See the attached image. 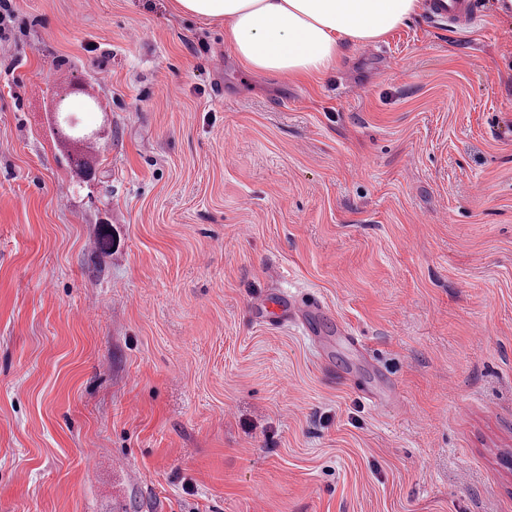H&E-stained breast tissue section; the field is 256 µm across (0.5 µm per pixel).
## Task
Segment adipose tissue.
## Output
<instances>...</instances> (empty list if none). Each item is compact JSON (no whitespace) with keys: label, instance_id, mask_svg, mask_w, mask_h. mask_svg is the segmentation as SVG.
Masks as SVG:
<instances>
[{"label":"adipose tissue","instance_id":"1","mask_svg":"<svg viewBox=\"0 0 512 512\" xmlns=\"http://www.w3.org/2000/svg\"><path fill=\"white\" fill-rule=\"evenodd\" d=\"M180 13L224 23L237 60L303 82L331 69L346 46L385 38L423 0H175Z\"/></svg>","mask_w":512,"mask_h":512}]
</instances>
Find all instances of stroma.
Instances as JSON below:
<instances>
[{
	"instance_id": "1",
	"label": "stroma",
	"mask_w": 512,
	"mask_h": 512,
	"mask_svg": "<svg viewBox=\"0 0 512 512\" xmlns=\"http://www.w3.org/2000/svg\"><path fill=\"white\" fill-rule=\"evenodd\" d=\"M480 2L300 83L173 0H13L0 512H512V19ZM272 293L335 319L253 321Z\"/></svg>"
}]
</instances>
